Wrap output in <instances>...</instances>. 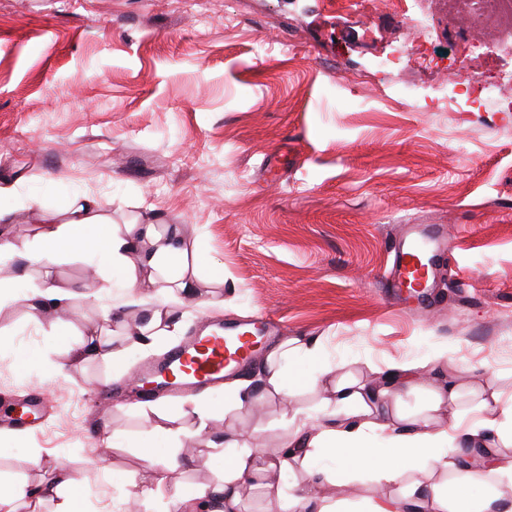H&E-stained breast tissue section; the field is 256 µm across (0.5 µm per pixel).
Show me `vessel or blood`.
Instances as JSON below:
<instances>
[{
    "instance_id": "b4317fda",
    "label": "vessel or blood",
    "mask_w": 512,
    "mask_h": 512,
    "mask_svg": "<svg viewBox=\"0 0 512 512\" xmlns=\"http://www.w3.org/2000/svg\"><path fill=\"white\" fill-rule=\"evenodd\" d=\"M440 245L432 231L412 232L395 250L388 278L392 294L403 303L423 302L429 294L432 262L426 254H438ZM280 324L264 315L248 323L196 328L180 344L144 363L132 384L110 388L114 400L134 396L149 402L169 395L191 394L248 372L257 360V347L278 339Z\"/></svg>"
}]
</instances>
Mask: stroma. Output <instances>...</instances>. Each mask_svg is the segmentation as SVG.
Instances as JSON below:
<instances>
[{"instance_id": "obj_1", "label": "stroma", "mask_w": 512, "mask_h": 512, "mask_svg": "<svg viewBox=\"0 0 512 512\" xmlns=\"http://www.w3.org/2000/svg\"><path fill=\"white\" fill-rule=\"evenodd\" d=\"M437 66L379 71L413 33L391 11L341 10L330 0H0V175L52 207L99 199L114 223L152 214L177 224L223 285L203 302L169 304L187 329L268 314L285 338H319L338 374L448 355L435 382L456 375L474 403L483 373L512 396V112H473L455 85L512 75V49L492 46L448 0H418ZM407 224L437 226L448 243L430 307L408 312L386 288L392 245ZM72 291L68 330L23 298L37 275L0 260V417L37 389L51 403L22 428L0 427V487L49 480L57 463L81 483L83 512H170L168 494L141 495L145 455L195 457L187 492L220 482L227 460L212 439L280 454L291 418L316 417L331 393L301 385L234 412L224 388L197 396L98 401L143 360L125 323L142 311L117 273L87 255L61 258ZM111 308L118 323L106 322ZM100 332L116 360L71 362V335ZM431 389L404 388L399 411L446 429ZM334 512H368L390 493L371 473L335 474L317 458ZM307 474L291 463L240 489L242 512H276L265 483L291 495Z\"/></svg>"}]
</instances>
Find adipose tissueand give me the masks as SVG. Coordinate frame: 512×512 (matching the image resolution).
I'll return each mask as SVG.
<instances>
[{"label": "adipose tissue", "instance_id": "obj_1", "mask_svg": "<svg viewBox=\"0 0 512 512\" xmlns=\"http://www.w3.org/2000/svg\"><path fill=\"white\" fill-rule=\"evenodd\" d=\"M11 202V213L23 214L27 223L40 231L26 251L28 264L38 271L39 288L33 290L31 306L36 310H65L70 292L57 283V260L70 252L92 251L100 272L119 271L131 293L154 295L155 301L144 323L138 327L142 347H153L159 337L182 335L184 325L167 310L169 302L195 298L199 292L202 262L194 245L182 236L178 225L132 221L112 223L104 205L88 196L73 197L63 210L43 206L23 193L19 182H0V199ZM294 354L316 364L310 385L330 379L333 408L314 423L298 422L285 455L309 473L308 490L284 496L279 486L269 485L267 494L281 512H329L315 508L322 484L313 461L323 451L342 465L370 469L380 481L399 486V493L381 497L370 512H512L502 501L498 487L512 486V461L504 459L503 449L512 447V399L503 400L491 391L480 404L475 422L452 419L447 431L433 434L409 421L399 412L381 417L382 405L397 400L403 386L415 387L426 381L423 366L400 364L390 368L380 384H366L335 378V365L323 357L319 339H291L272 351L262 369L260 385L235 383L228 406H250L259 392L282 394L286 378L278 361ZM387 432L391 449L388 458L376 457L371 444L378 432ZM424 459L449 475L448 485L432 482L429 476L413 475L410 462ZM185 466L176 456L162 463H149L137 473L135 481L143 494L152 495L171 488L173 512H194L196 501H218L221 512H240L237 484L240 480L273 469L256 450L246 449L230 457L222 484L203 486L194 496H186L175 475ZM473 486L486 488L487 495L477 501L469 496ZM58 496L56 512H78L79 483L65 466H57L51 484H20L0 494V512H15L18 500H38L44 495Z\"/></svg>", "mask_w": 512, "mask_h": 512}]
</instances>
